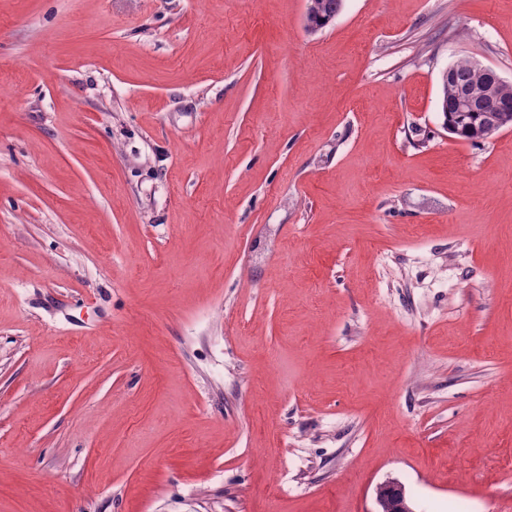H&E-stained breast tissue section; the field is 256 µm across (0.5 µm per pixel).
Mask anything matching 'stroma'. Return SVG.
Segmentation results:
<instances>
[{
    "mask_svg": "<svg viewBox=\"0 0 512 512\" xmlns=\"http://www.w3.org/2000/svg\"><path fill=\"white\" fill-rule=\"evenodd\" d=\"M0 0V512H512V0ZM452 70L451 77L448 80L444 71L441 75V99L440 107L443 114L444 122H450L454 126L453 135L457 139L467 141H478L486 139L493 134L499 132L495 131L489 134L486 129L487 120L492 119L493 114H502L507 116L508 124L506 127L512 126V83L506 84L498 89V84L504 79L494 71V81L483 88V93L492 101L491 95L498 89L499 106L507 112H498L496 106L490 101V106L487 112H483L482 105L474 101L468 105L465 110H461L459 104L461 94L467 90L481 89L489 81V71L477 66L473 58H463L449 66ZM443 122V124H444Z\"/></svg>",
    "mask_w": 512,
    "mask_h": 512,
    "instance_id": "35a3bbf8",
    "label": "stroma"
}]
</instances>
